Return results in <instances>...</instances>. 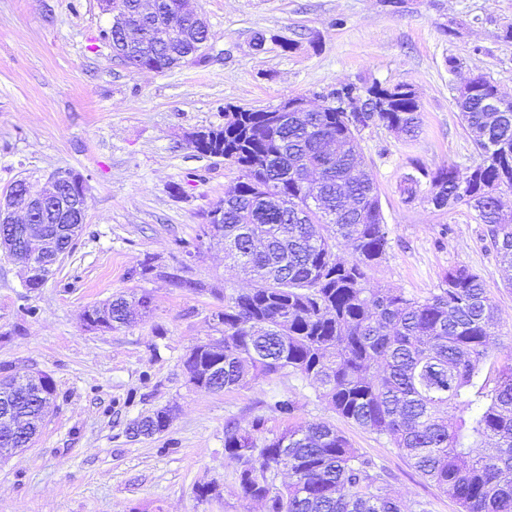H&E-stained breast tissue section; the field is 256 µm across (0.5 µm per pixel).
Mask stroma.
Wrapping results in <instances>:
<instances>
[{"label":"stroma","instance_id":"stroma-1","mask_svg":"<svg viewBox=\"0 0 512 512\" xmlns=\"http://www.w3.org/2000/svg\"><path fill=\"white\" fill-rule=\"evenodd\" d=\"M214 37L203 64L165 72L116 60L98 0H0V191L59 169L88 185L86 218L73 250L43 288L21 285V267L0 252V373L40 371L57 394L36 442L0 462V512H264L244 498L224 460V424L266 420L267 436L328 422L383 466L391 495L461 507L378 437L318 400L312 383L279 374L212 394L191 385L182 360L223 332L214 316L226 294L249 283L224 247L187 256L201 215L222 206L237 173L193 150L190 135L223 125L237 108L314 100L343 81L406 83L422 131L413 141L385 128L361 146L376 176L389 248L372 281L424 297L464 264L485 280L496 332L512 347V272L499 262L474 212L404 203L399 180L410 159L429 167L471 165L474 147L453 89L482 74L512 98V0H192ZM268 41L254 51L255 33ZM290 49H282L281 41ZM459 67L449 71V59ZM154 271L140 276L145 258ZM191 280L177 288L170 274ZM136 290L148 317L115 330L84 321L92 306ZM292 400L294 415L272 410ZM172 410L151 438L129 437L136 418ZM217 492L199 498L203 486Z\"/></svg>","mask_w":512,"mask_h":512}]
</instances>
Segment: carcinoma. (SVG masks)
Masks as SVG:
<instances>
[{
	"mask_svg": "<svg viewBox=\"0 0 512 512\" xmlns=\"http://www.w3.org/2000/svg\"><path fill=\"white\" fill-rule=\"evenodd\" d=\"M199 37L213 38L211 28L183 26L165 49L142 40L125 63L170 70ZM368 92L376 112L242 109L209 128L210 155L238 173L215 238L252 288L224 296L216 313L224 337L195 346L184 370L207 392L205 369L220 360L219 392L259 376L299 374L336 414L387 438L463 512H512V354L510 364L495 367V306L484 279L458 264L438 291L416 297L368 276L389 239L362 131L381 126L411 141L422 124L410 85L375 82ZM496 96L498 88L477 75L473 93L453 98L478 161L462 170L414 159L399 190L412 203L426 184L424 200L434 209L472 208L500 261L512 267V218L501 199L512 192V99L499 97V111L491 112L487 100ZM341 246L350 259L337 256ZM91 311L108 329L132 317L122 295ZM55 394L51 380L41 396L21 398L27 433L7 454L37 435ZM171 419V410L160 409L136 421L131 434H162ZM224 457L236 464L242 495L262 501L266 512H429L423 501L390 495L384 468L328 423L269 438L261 415L247 428L229 420ZM282 468L290 476L284 486L276 483Z\"/></svg>",
	"mask_w": 512,
	"mask_h": 512,
	"instance_id": "cac0c4a2",
	"label": "carcinoma"
}]
</instances>
